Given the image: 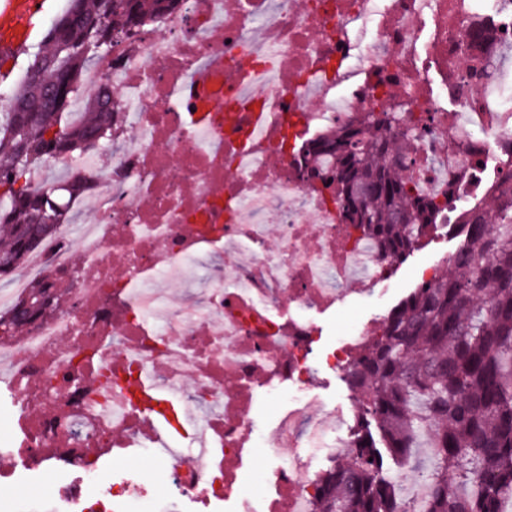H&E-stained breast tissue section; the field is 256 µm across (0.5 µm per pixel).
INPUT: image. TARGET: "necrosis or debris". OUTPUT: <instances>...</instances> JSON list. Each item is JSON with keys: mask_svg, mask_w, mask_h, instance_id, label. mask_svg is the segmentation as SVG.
I'll list each match as a JSON object with an SVG mask.
<instances>
[{"mask_svg": "<svg viewBox=\"0 0 512 512\" xmlns=\"http://www.w3.org/2000/svg\"><path fill=\"white\" fill-rule=\"evenodd\" d=\"M485 29L497 40L482 57L471 46ZM218 61L222 110L191 111L188 86ZM84 82L117 96L111 152L80 165L93 208L70 203L82 247L62 225L10 291L61 269L80 281L0 343L21 433L0 483L54 491L1 498L0 512H169L150 482L107 466L132 449L192 512H310L317 473L350 438L315 384L313 316L353 284L375 297L395 260L349 236L295 144L397 105L418 192L485 195L512 174V0H184ZM178 278L204 286L175 303ZM261 399L279 407L266 424ZM163 417L190 429L187 447L171 449Z\"/></svg>", "mask_w": 512, "mask_h": 512, "instance_id": "necrosis-or-debris-1", "label": "necrosis or debris"}]
</instances>
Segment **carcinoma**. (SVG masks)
<instances>
[{"mask_svg":"<svg viewBox=\"0 0 512 512\" xmlns=\"http://www.w3.org/2000/svg\"><path fill=\"white\" fill-rule=\"evenodd\" d=\"M182 0H67L47 27L37 52L47 66L26 77L0 105V279L23 266L27 253L69 222L70 200L86 189L74 172L62 182L34 185L42 167L112 144V113L84 101L82 74L95 58L84 46L116 33L120 45L173 13ZM68 89L54 118L26 112L42 84L57 72ZM397 112H360L297 147L300 169L343 212L357 238L403 260L443 228L435 223L449 203L423 198L402 176L396 158L411 149ZM43 210L48 222H32ZM462 242L448 273L418 284L355 351L345 382L358 397L347 460L335 459L317 481L312 512H509L512 509V179L497 183L466 210ZM65 285L37 281L0 319L10 332L26 330L28 297ZM434 466L424 474L428 497H405L385 459L405 463L421 440Z\"/></svg>","mask_w":512,"mask_h":512,"instance_id":"1","label":"carcinoma"}]
</instances>
